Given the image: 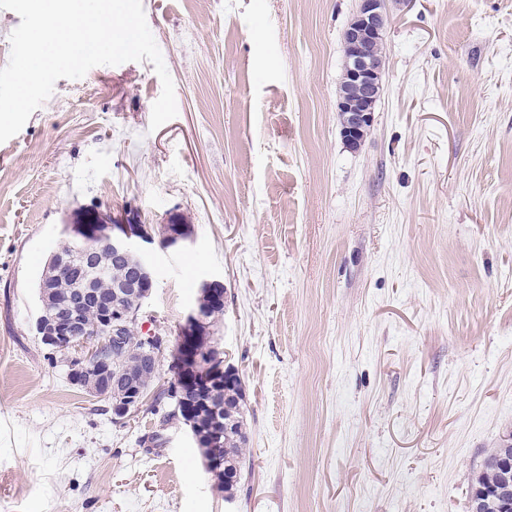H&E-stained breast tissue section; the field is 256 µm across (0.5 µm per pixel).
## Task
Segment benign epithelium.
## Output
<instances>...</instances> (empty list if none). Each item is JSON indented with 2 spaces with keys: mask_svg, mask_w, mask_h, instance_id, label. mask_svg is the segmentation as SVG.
Masks as SVG:
<instances>
[{
  "mask_svg": "<svg viewBox=\"0 0 512 512\" xmlns=\"http://www.w3.org/2000/svg\"><path fill=\"white\" fill-rule=\"evenodd\" d=\"M388 23L385 0H358V8L343 34L345 66L343 82L351 90L338 95L336 112L340 123V135L347 148H361L374 123L376 101L379 96L378 79L385 66V54H377L375 48L383 47L384 32ZM71 241L78 242L79 264L84 268L94 266V258L101 249H108L115 258L138 254L143 265L137 277L124 286L125 297L131 305L117 301L106 304V311L92 325L82 321L80 309L90 291H82L75 297L59 302L52 310L43 307L35 321V329L42 342L56 350L74 349L96 340L86 352L70 361L69 376L83 377L105 387V395L117 393L113 401L112 420L124 421L146 402L145 393L138 387L133 375L112 373V347L127 346L126 332L130 325L139 321L142 305L153 288V275L147 260V252L155 239L149 225L141 222L137 211L128 208L112 217V221H96L92 224H69ZM75 268L72 249L62 247L54 251L48 260L47 270L57 276ZM198 300L178 330V343L171 351V379L168 381L173 410L170 419H180V381L186 372L198 367L200 358L195 347L209 335L207 311L213 305L224 304V281L218 278L203 279L197 284ZM139 353L153 361H159L167 349L166 340L160 333L137 339Z\"/></svg>",
  "mask_w": 512,
  "mask_h": 512,
  "instance_id": "obj_1",
  "label": "benign epithelium"
}]
</instances>
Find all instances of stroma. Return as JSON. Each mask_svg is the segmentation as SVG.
I'll use <instances>...</instances> for the list:
<instances>
[{
    "instance_id": "35a3bbf8",
    "label": "stroma",
    "mask_w": 512,
    "mask_h": 512,
    "mask_svg": "<svg viewBox=\"0 0 512 512\" xmlns=\"http://www.w3.org/2000/svg\"><path fill=\"white\" fill-rule=\"evenodd\" d=\"M150 62L59 79L0 143V512H469L512 436V0H387L374 124H337L357 0H142ZM135 209L136 333L212 338L246 392L252 473L225 499L170 400L112 420L33 325L63 227Z\"/></svg>"
}]
</instances>
